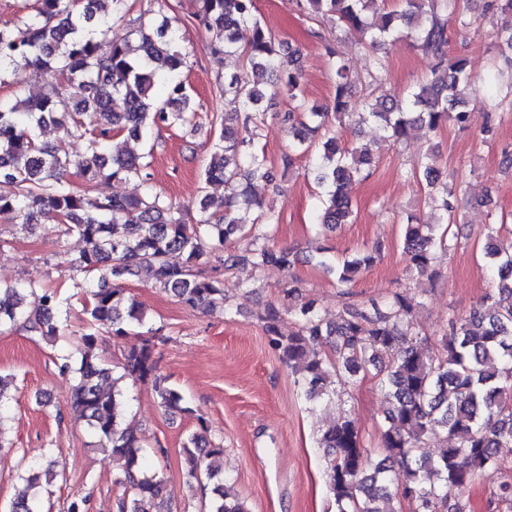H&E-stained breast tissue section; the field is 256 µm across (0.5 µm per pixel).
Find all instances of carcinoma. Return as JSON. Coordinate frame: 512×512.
I'll use <instances>...</instances> for the list:
<instances>
[{
	"label": "carcinoma",
	"instance_id": "obj_1",
	"mask_svg": "<svg viewBox=\"0 0 512 512\" xmlns=\"http://www.w3.org/2000/svg\"><path fill=\"white\" fill-rule=\"evenodd\" d=\"M198 23L216 34L226 55L244 52L251 74L224 82V96L243 103L241 112H226L215 122L221 132L204 167V182L232 183V197L211 209L207 196L190 209L174 205L153 190L150 161L143 153L114 145L123 135L147 140L153 131L178 124L197 129L196 112L187 91L186 62L176 49L179 30L166 19L141 24L139 44L130 36L114 34L126 21V0H36L35 13L0 20V83L44 69L57 71L75 99V110L57 112L55 90L36 99L0 100V183L14 187L0 194V211L22 218V227L35 223L41 207L53 210L62 232L84 243L72 260L74 287L83 290L86 328L75 352L63 358L59 370L70 374L72 408L87 421L96 446L106 448L116 468L115 484L122 488L117 512H170L162 506L163 477L144 471L142 442L137 428L125 421L126 401L120 391L104 390L101 383L114 369L97 351L99 336L115 339L145 328L146 316L127 294L124 281L143 268L156 287L172 293L192 310L224 306V282L208 270L210 255L230 240L245 241L242 251L224 257V268L292 266L291 253L273 243L278 218L260 215V222L245 228L238 223L237 207L260 206L252 189L263 182L273 185L275 171L257 140L264 113L259 104L265 91L255 79L275 75L298 99L295 111L280 116L297 147L312 134L308 120L324 125L329 116L369 118L383 122L385 138L403 140L414 122L430 131L453 117L467 120L466 106L472 84L468 61L451 55L449 22L460 29L470 25L458 0H396L388 10L384 0H296L300 11L331 16L336 28L355 33L360 41L380 47L406 35L431 60V78L407 98L385 96L355 107L349 95L353 75L344 57L332 53L335 94L328 111L307 107L299 91L304 76L297 51L284 48L274 33L256 17L255 0H200ZM250 31L245 47L238 32ZM490 102L512 97V78L500 71L485 80ZM52 124L67 138L83 141L79 155L65 144L40 140L42 127ZM318 183L324 189L319 215L323 227L354 221V186L372 174L374 154L363 144L340 146L329 137L313 156ZM429 189L430 199L447 217L455 209L456 191L433 159L413 168ZM81 179L77 185L71 175ZM138 178L139 196L101 195V181ZM484 257L497 279V295L465 318L451 317L435 350L423 353L411 321L412 305L401 293L384 305L348 303L340 318L328 323L307 304L294 309L298 330L285 335L279 329L281 313L271 306L262 317L269 348L297 375L303 398L313 403L337 394L366 376L375 379L388 395L384 425L379 433L383 458L372 463L355 422L345 418L328 427L319 439L326 455V487L336 512H393L381 506L397 487L412 512H471L462 490L478 479L492 481L503 468L498 449L512 445V255L502 256L491 240ZM452 240L443 221L406 225L404 250L409 273L431 277L436 250H450ZM381 246L342 259L320 261L337 283L344 285L370 268ZM63 301L51 288L35 280L0 282V330L21 322L28 331L46 339L59 335L58 313ZM168 337L161 328H146L141 343L129 348L121 362L120 378L151 384L167 411L189 414L183 394L158 373L157 350ZM11 397L0 377V444L10 418ZM441 433L442 448L435 459L422 454L424 438ZM187 476L200 488L202 512H248L243 502L224 491V473L216 459L223 449L208 439L207 428L183 443ZM400 457L404 469L395 473L387 465ZM58 473L30 463L22 478L33 485L52 486ZM490 502L512 509V481L492 486ZM6 512H46L45 502L25 496L10 502Z\"/></svg>",
	"mask_w": 512,
	"mask_h": 512
}]
</instances>
